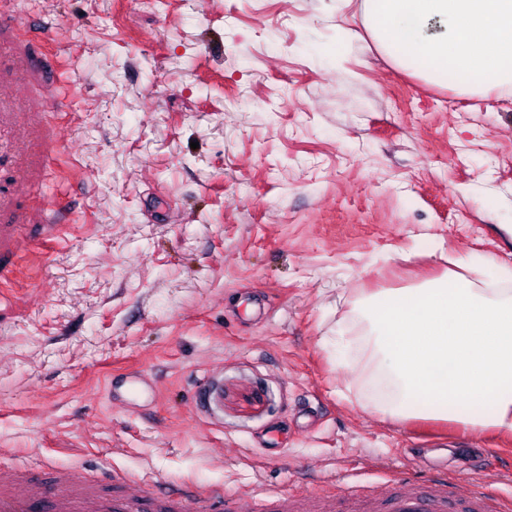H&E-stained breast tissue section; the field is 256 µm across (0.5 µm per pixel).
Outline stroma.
<instances>
[{
  "instance_id": "35a3bbf8",
  "label": "stroma",
  "mask_w": 512,
  "mask_h": 512,
  "mask_svg": "<svg viewBox=\"0 0 512 512\" xmlns=\"http://www.w3.org/2000/svg\"><path fill=\"white\" fill-rule=\"evenodd\" d=\"M363 0H26L44 46L0 60V449L234 494L358 492L423 453L512 496V438L394 424L325 341L361 292L512 267V93L396 67ZM67 145L55 169L44 153Z\"/></svg>"
}]
</instances>
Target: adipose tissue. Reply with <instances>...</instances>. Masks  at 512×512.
I'll return each instance as SVG.
<instances>
[{
    "mask_svg": "<svg viewBox=\"0 0 512 512\" xmlns=\"http://www.w3.org/2000/svg\"><path fill=\"white\" fill-rule=\"evenodd\" d=\"M372 40L423 80L483 93L512 89V0H363ZM360 333L332 345L359 381L390 392L382 419L512 433V289L451 272L362 296Z\"/></svg>",
    "mask_w": 512,
    "mask_h": 512,
    "instance_id": "1",
    "label": "adipose tissue"
}]
</instances>
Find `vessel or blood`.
<instances>
[{
    "label": "vessel or blood",
    "instance_id": "b4317fda",
    "mask_svg": "<svg viewBox=\"0 0 512 512\" xmlns=\"http://www.w3.org/2000/svg\"><path fill=\"white\" fill-rule=\"evenodd\" d=\"M0 18L11 19L19 44L35 26L31 18L16 17L15 0H0ZM48 474V480H41L22 464L1 474L0 512H502L492 494L433 468L424 480L401 479L371 497L345 487L332 497L284 491L263 501L220 488L203 492L191 483L145 487L109 470L98 472L93 481L66 468Z\"/></svg>",
    "mask_w": 512,
    "mask_h": 512
}]
</instances>
